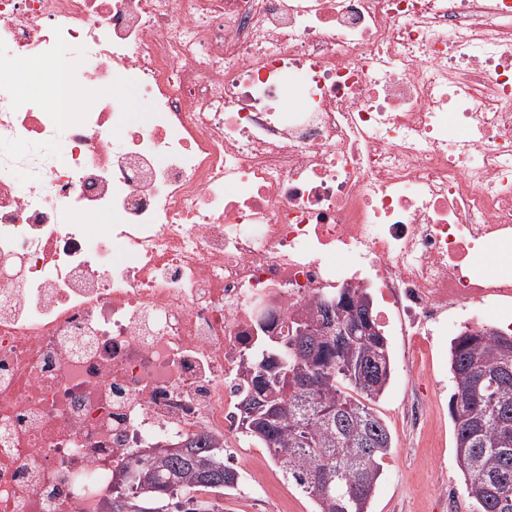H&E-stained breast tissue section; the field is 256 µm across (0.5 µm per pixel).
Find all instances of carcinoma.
Masks as SVG:
<instances>
[{
  "label": "carcinoma",
  "mask_w": 512,
  "mask_h": 512,
  "mask_svg": "<svg viewBox=\"0 0 512 512\" xmlns=\"http://www.w3.org/2000/svg\"><path fill=\"white\" fill-rule=\"evenodd\" d=\"M304 316L347 320L352 335L288 326V348L268 338L248 354L239 414L242 440L266 449L283 477L315 512H368L391 432L374 404L392 376V358L365 288H341ZM454 424L465 492L479 512H512V333L464 328L448 356ZM225 447L189 437L174 448H147L112 484L108 512H219L199 492L239 484Z\"/></svg>",
  "instance_id": "obj_1"
}]
</instances>
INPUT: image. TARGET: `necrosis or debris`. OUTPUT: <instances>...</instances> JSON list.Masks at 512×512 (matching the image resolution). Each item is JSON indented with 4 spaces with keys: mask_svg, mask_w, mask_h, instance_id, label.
I'll return each instance as SVG.
<instances>
[{
    "mask_svg": "<svg viewBox=\"0 0 512 512\" xmlns=\"http://www.w3.org/2000/svg\"><path fill=\"white\" fill-rule=\"evenodd\" d=\"M0 142V512L230 444L249 349L336 289L418 342L512 317L474 260L512 243V0H0ZM97 96L102 99H112V97L123 99L127 103V111L132 123L142 122L151 111L150 100L138 94L136 89L124 81L117 80L112 83L110 80L98 89Z\"/></svg>",
    "mask_w": 512,
    "mask_h": 512,
    "instance_id": "4bbe7bcc",
    "label": "necrosis or debris"
}]
</instances>
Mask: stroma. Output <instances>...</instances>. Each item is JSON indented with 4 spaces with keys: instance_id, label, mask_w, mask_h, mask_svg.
Returning <instances> with one entry per match:
<instances>
[{
    "instance_id": "35a3bbf8",
    "label": "stroma",
    "mask_w": 512,
    "mask_h": 512,
    "mask_svg": "<svg viewBox=\"0 0 512 512\" xmlns=\"http://www.w3.org/2000/svg\"><path fill=\"white\" fill-rule=\"evenodd\" d=\"M393 362L390 384L375 410L387 423L393 447L382 461V476L369 512H477L464 492V476L455 452L448 399L453 380L448 346L453 331L438 333L422 350L416 376L405 366L409 337L394 324L383 327ZM235 468L258 465L261 481L254 491L237 489L224 496V512H268L277 499L281 512H314L313 503L284 482L267 451L238 442Z\"/></svg>"
}]
</instances>
